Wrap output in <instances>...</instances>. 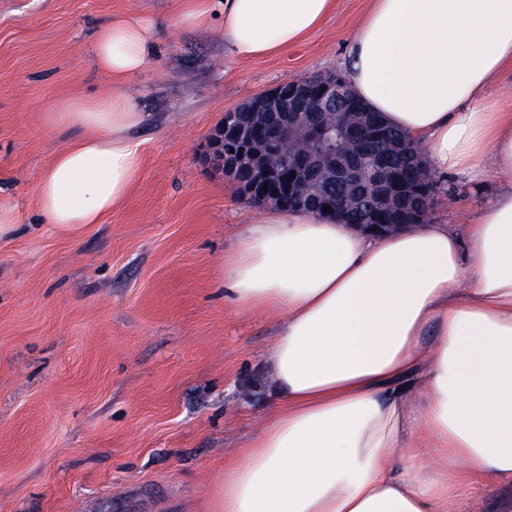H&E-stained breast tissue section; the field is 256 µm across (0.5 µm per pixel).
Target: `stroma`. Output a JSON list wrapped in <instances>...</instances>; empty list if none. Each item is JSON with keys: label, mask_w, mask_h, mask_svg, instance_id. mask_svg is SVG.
<instances>
[{"label": "stroma", "mask_w": 512, "mask_h": 512, "mask_svg": "<svg viewBox=\"0 0 512 512\" xmlns=\"http://www.w3.org/2000/svg\"><path fill=\"white\" fill-rule=\"evenodd\" d=\"M176 0H0V512H211L224 460L275 400L265 351L280 319L227 302L221 262L266 207L202 152L225 112L284 79L344 72L372 0H336L288 53L234 60L222 18L175 22ZM132 11L157 49L131 80L141 179L78 237L44 223L35 185L62 146L45 112L111 92L97 29ZM427 222L457 224L494 189L434 174ZM462 512H512L488 481Z\"/></svg>", "instance_id": "1"}]
</instances>
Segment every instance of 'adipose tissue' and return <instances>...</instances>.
I'll return each instance as SVG.
<instances>
[{"label": "adipose tissue", "instance_id": "1", "mask_svg": "<svg viewBox=\"0 0 512 512\" xmlns=\"http://www.w3.org/2000/svg\"><path fill=\"white\" fill-rule=\"evenodd\" d=\"M335 0H178L179 23L223 13L227 55H282ZM153 23L109 18L92 44L107 95L45 113L65 145L36 185L46 223L76 236L140 179L128 90ZM512 68V0H374L347 50L356 95L424 143L431 169L495 189L465 224L373 236L301 211L265 212L222 262L224 295L284 312L268 351L279 395L224 465L213 512H457L512 483V113L489 85Z\"/></svg>", "mask_w": 512, "mask_h": 512}]
</instances>
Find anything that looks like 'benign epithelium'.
<instances>
[{
    "label": "benign epithelium",
    "instance_id": "obj_1",
    "mask_svg": "<svg viewBox=\"0 0 512 512\" xmlns=\"http://www.w3.org/2000/svg\"><path fill=\"white\" fill-rule=\"evenodd\" d=\"M351 91L341 73L286 80L247 102L259 118H271L265 136H257L253 124L226 120L208 136L204 161L258 202L284 207L288 198L311 193L323 216L336 215L327 185L374 182L383 190L371 206L367 223L359 225L369 233L389 232L425 218L432 203L431 172L410 186L387 166L358 162V141L347 125ZM301 99L312 102L309 111L297 110ZM291 140H304L316 148L308 156L285 159L282 172L269 168L266 155Z\"/></svg>",
    "mask_w": 512,
    "mask_h": 512
}]
</instances>
